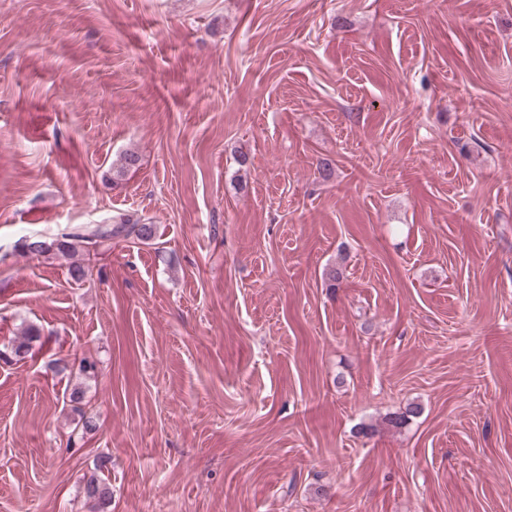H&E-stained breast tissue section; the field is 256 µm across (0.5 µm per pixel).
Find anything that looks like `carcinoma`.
I'll list each match as a JSON object with an SVG mask.
<instances>
[{"label": "carcinoma", "instance_id": "1", "mask_svg": "<svg viewBox=\"0 0 512 512\" xmlns=\"http://www.w3.org/2000/svg\"><path fill=\"white\" fill-rule=\"evenodd\" d=\"M153 225L143 224L141 220L130 214L119 213L109 218L107 224L94 226H66L51 237L34 236L22 240L21 249L24 254L34 257L67 256L74 257L80 251L91 246L99 248L112 241L114 237L128 238L134 236L147 240L152 237ZM40 338L39 331L34 328L27 329L23 336L18 338L12 346L11 353L18 361L25 359L32 349V343ZM88 497L104 501L108 499L110 491L106 484L96 478H91L85 485Z\"/></svg>", "mask_w": 512, "mask_h": 512}]
</instances>
